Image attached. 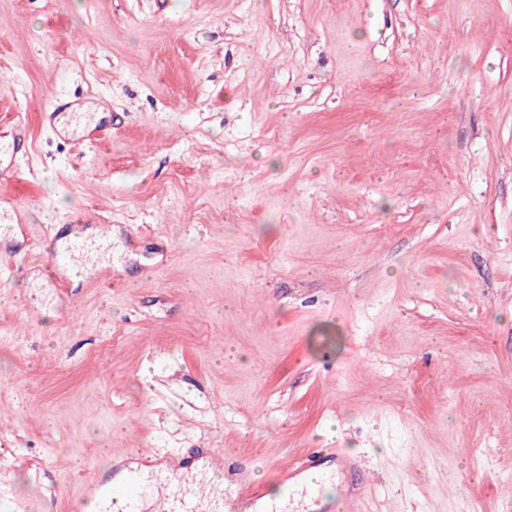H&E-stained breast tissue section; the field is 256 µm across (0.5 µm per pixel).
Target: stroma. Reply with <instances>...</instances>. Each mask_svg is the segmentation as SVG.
<instances>
[{"label":"stroma","instance_id":"stroma-1","mask_svg":"<svg viewBox=\"0 0 512 512\" xmlns=\"http://www.w3.org/2000/svg\"><path fill=\"white\" fill-rule=\"evenodd\" d=\"M0 151V480L39 512L134 448L512 512V0H0ZM65 114L71 128L78 132L74 141L85 142L92 137L98 138L106 130V126L101 125L102 121H99V119L94 126L90 125L96 118L95 114L90 112H46L44 113L45 122L51 127L52 123ZM112 224H99L97 227V242L77 234L70 238L61 251L55 249L56 255L64 264L78 266L92 258L93 250H108L111 247Z\"/></svg>","mask_w":512,"mask_h":512}]
</instances>
